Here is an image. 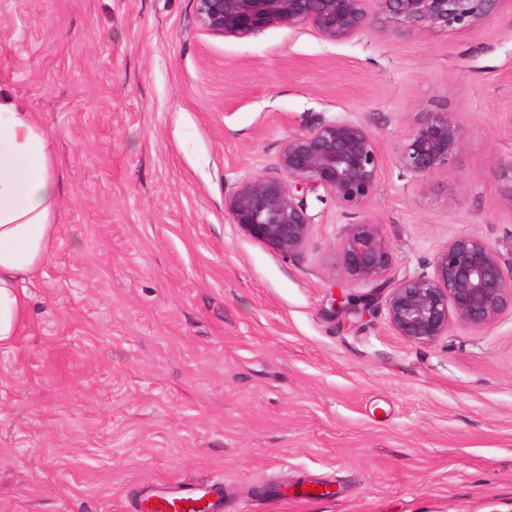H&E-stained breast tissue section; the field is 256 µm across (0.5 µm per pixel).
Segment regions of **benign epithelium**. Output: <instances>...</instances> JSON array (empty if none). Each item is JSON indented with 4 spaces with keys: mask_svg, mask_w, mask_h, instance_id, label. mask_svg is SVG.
Listing matches in <instances>:
<instances>
[{
    "mask_svg": "<svg viewBox=\"0 0 512 512\" xmlns=\"http://www.w3.org/2000/svg\"><path fill=\"white\" fill-rule=\"evenodd\" d=\"M209 34L244 38L269 28L313 27L327 42L359 36L382 20L395 31L418 35L463 30L493 18L506 0H195ZM463 129L455 113H423L397 155L402 176L425 179L461 151ZM501 196L512 209V158L498 164ZM279 174L244 178L227 200L232 223L284 257L307 243L313 217L305 195L323 191L352 217L339 244L348 278L386 289L389 322L405 340L430 345L448 335L452 322L474 328L492 324L512 306V262L481 238L459 237L434 257L432 273L391 276L392 247L380 224L362 215L378 183L381 157L375 135L363 123L336 118L288 136ZM335 313L372 314V298L340 293Z\"/></svg>",
    "mask_w": 512,
    "mask_h": 512,
    "instance_id": "benign-epithelium-1",
    "label": "benign epithelium"
}]
</instances>
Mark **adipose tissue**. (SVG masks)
<instances>
[{"instance_id": "adipose-tissue-1", "label": "adipose tissue", "mask_w": 512, "mask_h": 512, "mask_svg": "<svg viewBox=\"0 0 512 512\" xmlns=\"http://www.w3.org/2000/svg\"><path fill=\"white\" fill-rule=\"evenodd\" d=\"M35 113L0 87V347L27 318L28 284L46 262L58 226L60 176Z\"/></svg>"}]
</instances>
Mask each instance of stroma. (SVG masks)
Instances as JSON below:
<instances>
[{"instance_id":"35a3bbf8","label":"stroma","mask_w":512,"mask_h":512,"mask_svg":"<svg viewBox=\"0 0 512 512\" xmlns=\"http://www.w3.org/2000/svg\"><path fill=\"white\" fill-rule=\"evenodd\" d=\"M0 86L38 113L63 175L29 318L0 348V512H140L181 483L212 512H512V308L408 342L385 292L345 275L330 196L307 195L290 257L226 208L243 178L277 174L288 135L349 117L378 142L364 212L395 277L460 236L511 258V8L334 44L310 27L216 37L195 0H0ZM437 109L461 152L401 176ZM342 288L373 315L342 325Z\"/></svg>"}]
</instances>
